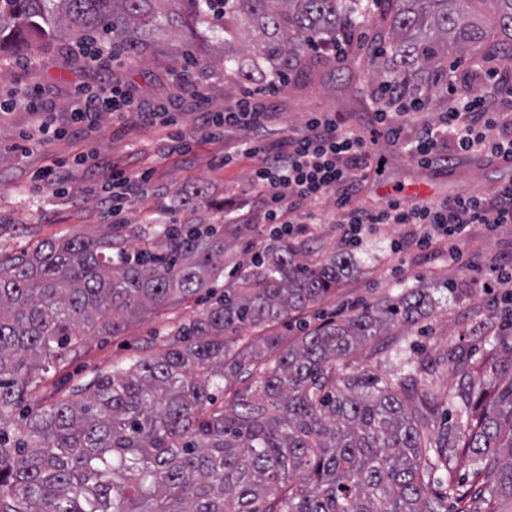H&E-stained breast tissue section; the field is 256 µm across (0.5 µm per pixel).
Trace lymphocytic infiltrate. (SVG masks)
I'll use <instances>...</instances> for the list:
<instances>
[{
    "label": "lymphocytic infiltrate",
    "instance_id": "lymphocytic-infiltrate-1",
    "mask_svg": "<svg viewBox=\"0 0 512 512\" xmlns=\"http://www.w3.org/2000/svg\"><path fill=\"white\" fill-rule=\"evenodd\" d=\"M483 80L471 96L449 95L438 122L421 123L409 142L411 154L425 165L442 161L441 147L452 144L456 154L481 153L512 161V121L498 117L500 101L512 99V83L503 77V67L487 60L479 64ZM275 82L263 90L246 89L241 97L204 120L207 135L223 136L225 129L242 130L243 138L235 151L225 153V164L237 156L257 157L251 180L263 201L262 220L271 235L284 241L302 232L304 225L326 223L328 216L315 210V202L335 196L347 244L356 246L368 224H412L416 231L391 246L392 254L409 248L447 253L450 260L462 256L466 229L472 224L486 225L496 231L512 224V182L490 197L457 196L425 204L389 201L383 207L368 210L354 206L357 184L371 165L368 137L365 133L337 125L326 115L309 113L303 127L288 137L287 148L268 153L260 139L271 118L267 103L257 101V93L274 94ZM140 106L119 83H104L97 94L76 95L66 112L72 124L92 120L103 112H139Z\"/></svg>",
    "mask_w": 512,
    "mask_h": 512
}]
</instances>
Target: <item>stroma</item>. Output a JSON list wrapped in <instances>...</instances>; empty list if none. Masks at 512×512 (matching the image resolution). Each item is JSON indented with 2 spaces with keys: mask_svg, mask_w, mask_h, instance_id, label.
<instances>
[{
  "mask_svg": "<svg viewBox=\"0 0 512 512\" xmlns=\"http://www.w3.org/2000/svg\"><path fill=\"white\" fill-rule=\"evenodd\" d=\"M189 33L175 31L161 45L152 47L141 61H109L107 66L88 68L75 63L65 39L41 44L31 61L12 52H0V100L11 92L37 88L42 98L55 104L44 118L21 109L0 112V255H17L40 241L60 237L106 236L113 219H120L126 246L136 249L151 238L154 225L166 222L213 224L224 230V266L232 268L252 256L247 245L265 238L258 195L251 182L255 159L238 157L225 165L224 151L242 139V131L229 129L223 138L177 151L181 134L200 136L206 112L223 109L237 98L243 86L262 85L269 62L255 57L245 60L242 84L225 79L222 71L196 68L184 71L181 50ZM116 75L140 103L151 109L172 94L182 96L180 112L171 125L142 124L130 112H104L79 133L51 139L37 132L40 121L62 125L64 109L80 90L97 87L101 77ZM365 65L355 71L338 69L333 58L320 52L305 54L288 76V84L271 100L272 118L263 134L267 146L278 147L289 131L301 128L312 112L335 115L341 126L369 131L377 128L376 104ZM442 107L433 104L402 118L404 138L393 142L378 138L370 151L380 167L377 174L359 182L357 202L368 209L385 205L393 197L409 201L443 200L458 195L494 191L512 181V166L460 158L450 167H427L407 151L404 140L417 125L436 121ZM58 171L67 191L55 194L39 186L37 174L44 168ZM135 176L151 171L152 180L131 196L120 216L102 208L96 194L112 169ZM203 191L205 203L194 202ZM248 205V221L228 224L224 212ZM344 225L312 224L303 238L312 241L317 254L347 252L351 259L341 285L302 317L281 322L286 340H293L301 327H314L335 313L376 309L396 299L406 289L424 287L431 313L414 328L392 326L358 351L350 369H365L380 375L400 360L427 364V378L436 390L447 393L457 383L460 363L482 366L496 349V340L512 345V333L503 331L497 302L503 289L486 294L475 280L490 277L493 269L512 261V224L489 232L484 225L469 227L463 250L476 256L479 269L451 262L446 254L411 249L394 256L392 241L407 236L408 224H376L366 229L361 245L345 248ZM202 303L145 313L131 319L117 336H90L81 352L70 354L48 373L36 393L38 403L71 398L74 389L94 376L111 372L129 358L151 354L166 339L171 325L200 312Z\"/></svg>",
  "mask_w": 512,
  "mask_h": 512,
  "instance_id": "35a3bbf8",
  "label": "stroma"
}]
</instances>
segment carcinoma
I'll use <instances>...</instances> for the list:
<instances>
[{"label":"carcinoma","instance_id":"obj_1","mask_svg":"<svg viewBox=\"0 0 512 512\" xmlns=\"http://www.w3.org/2000/svg\"><path fill=\"white\" fill-rule=\"evenodd\" d=\"M185 27L224 44L234 80L243 31L257 30L283 82L306 50L371 30L377 91L420 106L448 90L451 55L512 62V0H0V51L65 29L81 66L102 41L138 60ZM154 236L163 248L131 253L109 234L0 260V512H448L430 489L460 457L482 481L448 480L457 512H512V346L487 369L458 368L454 431H440L442 399L417 375L343 372L383 328L420 319L421 292L288 343L276 327L335 291L349 256L274 242L219 292L224 234L161 224ZM203 292L209 306L151 355L28 407L83 337Z\"/></svg>","mask_w":512,"mask_h":512}]
</instances>
